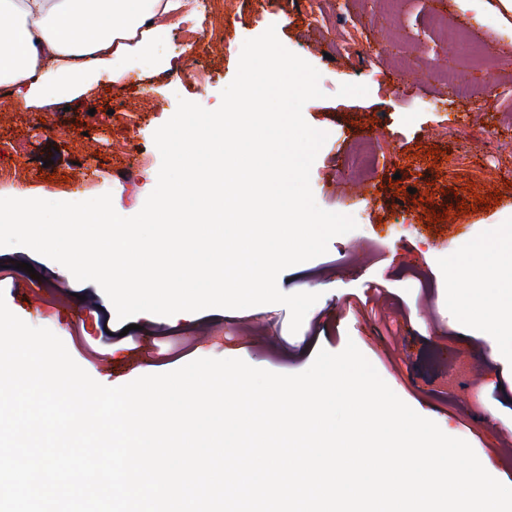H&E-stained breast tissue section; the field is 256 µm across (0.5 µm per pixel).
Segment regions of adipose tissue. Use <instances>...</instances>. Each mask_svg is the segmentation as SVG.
Instances as JSON below:
<instances>
[{
	"mask_svg": "<svg viewBox=\"0 0 512 512\" xmlns=\"http://www.w3.org/2000/svg\"><path fill=\"white\" fill-rule=\"evenodd\" d=\"M189 0H0V89L24 104L71 94L84 81L123 82L143 61L167 69L158 47L169 35L162 16H177ZM51 67H43V58ZM494 236L469 243L474 266L460 279L472 312L494 304L492 327L501 351L512 352V249Z\"/></svg>",
	"mask_w": 512,
	"mask_h": 512,
	"instance_id": "ef3b65f1",
	"label": "adipose tissue"
}]
</instances>
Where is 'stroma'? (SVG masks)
<instances>
[{
  "label": "stroma",
  "instance_id": "35a3bbf8",
  "mask_svg": "<svg viewBox=\"0 0 512 512\" xmlns=\"http://www.w3.org/2000/svg\"><path fill=\"white\" fill-rule=\"evenodd\" d=\"M224 28L186 33L174 18L165 53L169 71H131L90 90L24 107L17 96L0 107V167L20 180H0L1 197L50 201L111 193L128 215L144 196L136 188L158 173L155 131L185 99L213 110L234 79L245 40L275 27L279 41L320 73L322 97L303 109L327 138L311 167L310 185L323 209L353 216L356 230L331 239L308 260L317 278H278L286 294L318 293L298 332L281 304L207 309L180 318L141 313L125 330L109 298L77 281L62 265L22 246L0 247V295L20 319L53 331L95 381L117 387L173 371L199 358H239L251 366L295 374L312 363V336L331 353L354 342L388 386L447 435L466 440L484 468L512 487V407L495 411L512 384V354L497 363L492 328L473 316L465 297L441 292L470 256L473 239L512 221V27L486 25L457 0H223ZM319 8L321 20L311 10ZM468 24L474 42L493 53L475 68L439 42L435 13ZM357 37L362 55L335 53ZM206 79L173 84L189 61ZM471 86L451 96L448 71ZM365 89L348 94L349 85ZM389 154L377 169L351 172L360 146ZM400 189H392L393 179ZM499 191L489 208L478 198ZM468 212H458V205ZM31 272L19 270V263ZM456 324L461 334L451 335Z\"/></svg>",
  "mask_w": 512,
  "mask_h": 512
}]
</instances>
